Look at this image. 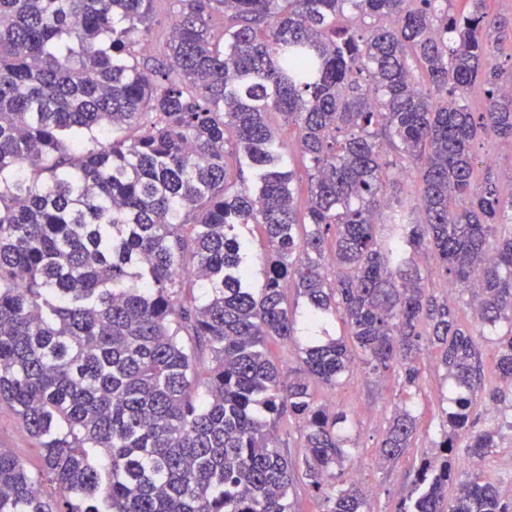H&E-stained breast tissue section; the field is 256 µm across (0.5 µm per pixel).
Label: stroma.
I'll use <instances>...</instances> for the list:
<instances>
[{
  "label": "stroma",
  "instance_id": "obj_1",
  "mask_svg": "<svg viewBox=\"0 0 512 512\" xmlns=\"http://www.w3.org/2000/svg\"><path fill=\"white\" fill-rule=\"evenodd\" d=\"M420 368L419 380L410 389L404 388L398 374L377 377L359 365L336 388L317 382L312 385L319 403L345 411L352 420L350 437L357 445L354 461L359 468L358 480L368 493L369 512H395L413 489L416 463L436 453L442 428L440 397L447 393L448 383L435 352L423 353ZM401 404L418 415L419 430L411 448L398 461L379 463L376 445ZM0 448L11 449L29 469L41 463L38 442L27 436L17 416L7 409L0 411Z\"/></svg>",
  "mask_w": 512,
  "mask_h": 512
}]
</instances>
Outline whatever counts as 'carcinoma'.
<instances>
[{
    "mask_svg": "<svg viewBox=\"0 0 512 512\" xmlns=\"http://www.w3.org/2000/svg\"><path fill=\"white\" fill-rule=\"evenodd\" d=\"M154 2L0 0V407L43 449L35 473L0 449V512H291L300 486L325 512H366L349 417L311 382L334 388L359 362L413 387L430 347L453 397L396 512H512L456 464L460 442L481 460L512 429L472 419L507 401L482 384L483 346L512 388V194L490 164L475 183L473 151L512 144L497 63L512 18L486 0L462 14L450 0H171V36L148 55L134 46L152 41ZM477 85L481 112L466 103ZM274 114L315 184L301 220ZM406 161L420 189L382 236L386 179ZM241 224L267 241L260 288ZM424 250L469 296L470 324L425 288ZM290 284L326 339L286 376L266 346L294 340ZM334 319L347 334L331 336ZM283 415L304 424L294 457L270 428ZM418 429L397 408L378 458H401Z\"/></svg>",
    "mask_w": 512,
    "mask_h": 512,
    "instance_id": "carcinoma-1",
    "label": "carcinoma"
}]
</instances>
